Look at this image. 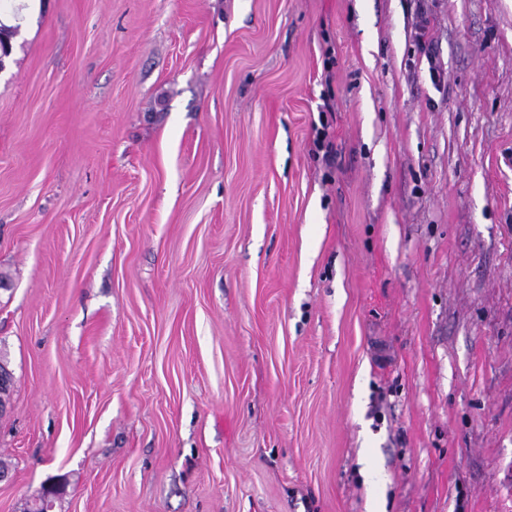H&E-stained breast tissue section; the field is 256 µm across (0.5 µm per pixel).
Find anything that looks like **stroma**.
I'll list each match as a JSON object with an SVG mask.
<instances>
[{"label":"stroma","mask_w":512,"mask_h":512,"mask_svg":"<svg viewBox=\"0 0 512 512\" xmlns=\"http://www.w3.org/2000/svg\"><path fill=\"white\" fill-rule=\"evenodd\" d=\"M0 357V512H512V0H39ZM426 37L427 33L425 31V26H422L421 32L418 35L419 48L421 54H423L427 61L430 78L436 83L441 79L442 69L436 54L434 43L430 38Z\"/></svg>","instance_id":"obj_1"}]
</instances>
